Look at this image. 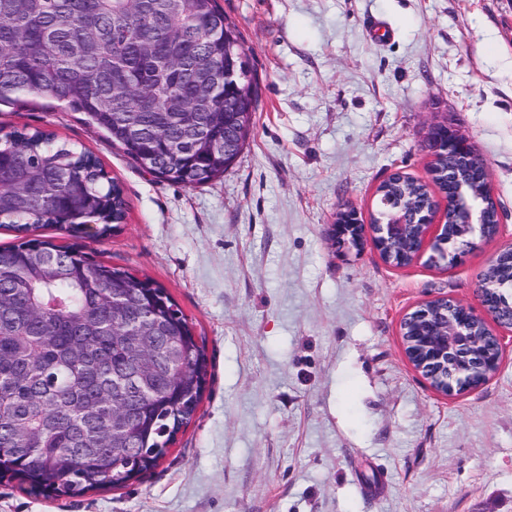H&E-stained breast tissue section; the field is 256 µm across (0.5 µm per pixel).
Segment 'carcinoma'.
<instances>
[{
  "label": "carcinoma",
  "mask_w": 512,
  "mask_h": 512,
  "mask_svg": "<svg viewBox=\"0 0 512 512\" xmlns=\"http://www.w3.org/2000/svg\"><path fill=\"white\" fill-rule=\"evenodd\" d=\"M242 112L224 116V90L199 82L224 64ZM47 97L84 112L112 144L155 177L186 187L222 176L241 152L258 102L235 24L218 0H0V103ZM193 113V123L181 113ZM237 133L235 153L200 136ZM457 208L476 189L459 175ZM428 203L425 185L395 176L377 197ZM126 219L120 184L90 152L41 128L0 140V483L57 497L125 486L155 468L194 417L208 360L202 337L169 293L78 245L32 236L43 226L106 237ZM485 281L512 303V263L492 261ZM123 303L112 313V299ZM153 324L152 366L140 372L132 344ZM130 420L112 435V411Z\"/></svg>",
  "instance_id": "carcinoma-1"
}]
</instances>
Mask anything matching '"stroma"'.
Here are the masks:
<instances>
[{"label":"stroma","instance_id":"35a3bbf8","mask_svg":"<svg viewBox=\"0 0 512 512\" xmlns=\"http://www.w3.org/2000/svg\"><path fill=\"white\" fill-rule=\"evenodd\" d=\"M218 3L259 103L211 184L152 178L52 99L0 105V130H50L124 190L112 235L37 236L165 288L209 362L195 416L151 472L73 498L0 484V512H512V338L487 383L446 397L400 335L433 298L478 306V274L512 248V0ZM446 117L488 165L498 236L440 267L333 245L339 205L368 215L397 170L427 180V125Z\"/></svg>","mask_w":512,"mask_h":512}]
</instances>
